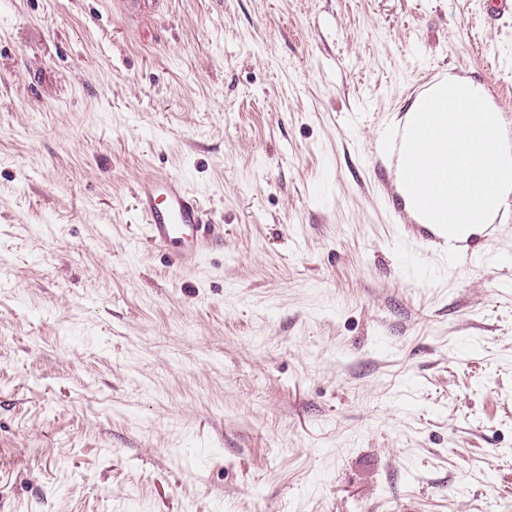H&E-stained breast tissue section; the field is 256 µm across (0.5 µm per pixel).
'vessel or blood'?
Masks as SVG:
<instances>
[{
  "label": "vessel or blood",
  "mask_w": 512,
  "mask_h": 512,
  "mask_svg": "<svg viewBox=\"0 0 512 512\" xmlns=\"http://www.w3.org/2000/svg\"><path fill=\"white\" fill-rule=\"evenodd\" d=\"M401 141L398 130L384 136L376 149L377 169H384L386 162L398 161ZM137 198L150 238L169 252L173 265L198 264L211 238L203 229V210L194 193L181 180L157 171L141 182ZM394 216L403 219L413 237L438 251L449 264L484 266L489 252L473 246L470 238H448L435 225L422 223L418 212L402 205L395 208Z\"/></svg>",
  "instance_id": "b4317fda"
}]
</instances>
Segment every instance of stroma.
<instances>
[{
  "label": "stroma",
  "instance_id": "obj_1",
  "mask_svg": "<svg viewBox=\"0 0 512 512\" xmlns=\"http://www.w3.org/2000/svg\"><path fill=\"white\" fill-rule=\"evenodd\" d=\"M487 5L0 0V512H512V223L449 271L372 162L426 72L512 109ZM137 198L149 237L169 252L173 265L198 264L211 243L199 200L179 179L156 171L139 185Z\"/></svg>",
  "mask_w": 512,
  "mask_h": 512
}]
</instances>
